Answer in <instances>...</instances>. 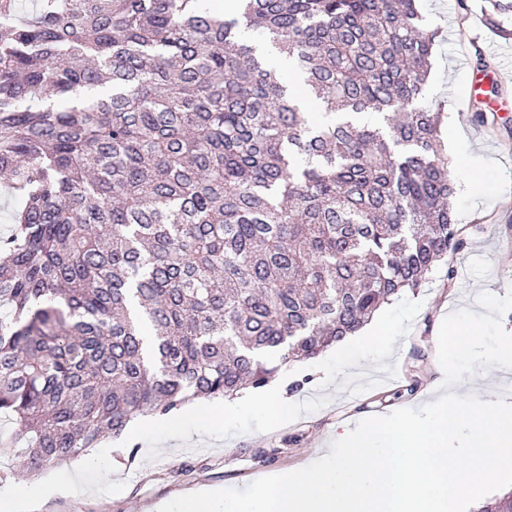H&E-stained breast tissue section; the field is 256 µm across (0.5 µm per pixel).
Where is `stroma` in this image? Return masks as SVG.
Listing matches in <instances>:
<instances>
[{
  "label": "stroma",
  "mask_w": 512,
  "mask_h": 512,
  "mask_svg": "<svg viewBox=\"0 0 512 512\" xmlns=\"http://www.w3.org/2000/svg\"><path fill=\"white\" fill-rule=\"evenodd\" d=\"M483 0H419L421 13L439 27L428 104L443 103L448 120V161L457 191V224L467 245L452 265L438 262L417 291L383 305L375 318L385 335L352 340L350 358L335 348L314 359L283 365L271 386L288 391L295 407L288 418L246 406L229 420L186 423L181 434L157 428L107 440L101 460L72 475L67 495L48 497L44 479L28 476L13 454H0V512L18 488L28 492V512H158L173 498L202 487L242 488L265 475L292 470L321 458L339 425L374 415L418 408L454 390L487 392L512 400V365L496 360L498 346L512 339V40L483 22ZM491 61L509 102L496 125L476 124L470 112L468 73L476 54ZM456 329L468 330L472 347L453 355Z\"/></svg>",
  "instance_id": "stroma-1"
}]
</instances>
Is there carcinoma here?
Segmentation results:
<instances>
[{
  "mask_svg": "<svg viewBox=\"0 0 512 512\" xmlns=\"http://www.w3.org/2000/svg\"><path fill=\"white\" fill-rule=\"evenodd\" d=\"M221 2L0 0V446L33 476L265 387L466 247L417 0ZM236 407L235 403L225 400L210 403L193 402L185 405L181 412L176 415L168 414L157 418L145 417L138 420V424L132 427L130 431L134 432L142 427L151 428L161 425L171 433L177 434L181 431L182 424L186 419H193L198 423H208L215 415L220 413L224 414V418L231 416L234 414Z\"/></svg>",
  "mask_w": 512,
  "mask_h": 512,
  "instance_id": "carcinoma-1",
  "label": "carcinoma"
}]
</instances>
